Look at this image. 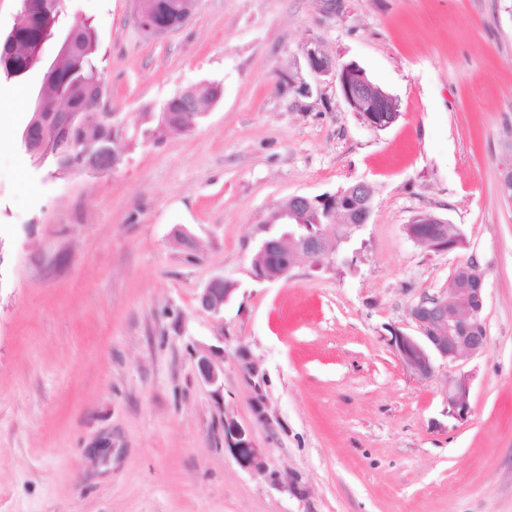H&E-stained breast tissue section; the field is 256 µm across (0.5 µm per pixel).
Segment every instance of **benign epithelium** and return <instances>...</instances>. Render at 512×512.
I'll return each instance as SVG.
<instances>
[{
  "mask_svg": "<svg viewBox=\"0 0 512 512\" xmlns=\"http://www.w3.org/2000/svg\"><path fill=\"white\" fill-rule=\"evenodd\" d=\"M134 17L142 33L155 35L162 28L155 26L142 0H135ZM54 39L58 55L49 60L44 43ZM70 47L66 33L46 34L34 44H21L15 36L3 42L0 49L19 60L21 73L36 70L43 72L58 67ZM305 56L310 70L318 76H326L338 82L342 96L352 111L358 113L369 126L387 129L398 119V107L393 96L375 86L366 71L355 62L337 64L322 49L319 42L309 41ZM104 90L97 83V93L88 101L87 109L99 113L105 123H112L114 114L105 111ZM65 92L60 85L48 90L40 88L33 100V119L19 136L23 152L35 165L47 163L54 166L51 175L67 169L91 175L112 171V139L100 136L95 139H77L73 131L79 126V113L68 111ZM503 195H508L512 182V151H506L499 164ZM322 206L331 215H342L347 226L356 230L367 223L372 211V194L369 187L356 183L346 191L325 193L315 197L295 195L291 204L277 215L280 224L288 230L265 237L258 251L266 256L275 254L291 243L295 246L291 259L280 264L276 278L286 276L296 260L303 256L314 263L321 262L332 251L334 226L317 232L305 225L306 214L314 207ZM414 223L417 230L408 231L411 239L437 251H452L466 244L460 235L448 237V225L432 214H421ZM465 278L458 288H450L436 296L423 298L410 310L419 335L413 336L397 331L390 342L398 358L409 369L422 378L434 371V357L438 356L454 363L463 355L474 356L483 352L488 343L486 324L483 318L485 305V273L478 262H467L458 267ZM232 289L224 287V278L216 277L198 295L200 308L218 313L230 300ZM202 379L209 385L218 384L223 370L208 355L198 362ZM469 375L454 372L448 375L447 401L450 413L460 419L467 417L469 407ZM224 435L233 445V452L240 463L253 467L259 473L265 470L259 449L251 440L250 433L233 420H224Z\"/></svg>",
  "mask_w": 512,
  "mask_h": 512,
  "instance_id": "7a95c632",
  "label": "benign epithelium"
}]
</instances>
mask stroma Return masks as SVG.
<instances>
[{"label": "stroma", "mask_w": 512, "mask_h": 512, "mask_svg": "<svg viewBox=\"0 0 512 512\" xmlns=\"http://www.w3.org/2000/svg\"><path fill=\"white\" fill-rule=\"evenodd\" d=\"M67 5L130 128L199 83L223 93L192 132L52 179L18 143L41 74L0 82V512H512V0H197L151 38L133 0ZM313 39L396 99L391 127L311 72ZM357 182L373 209L335 255L255 278L280 207ZM421 213L467 248L410 239ZM472 258L488 345L452 365L471 376L459 420L452 366L420 377L390 338ZM216 276L234 291L213 315L197 295ZM224 435L234 446L231 448L240 463L253 467L258 473L265 470L259 449L251 440L250 433L233 420L225 419Z\"/></svg>", "instance_id": "35a3bbf8"}]
</instances>
